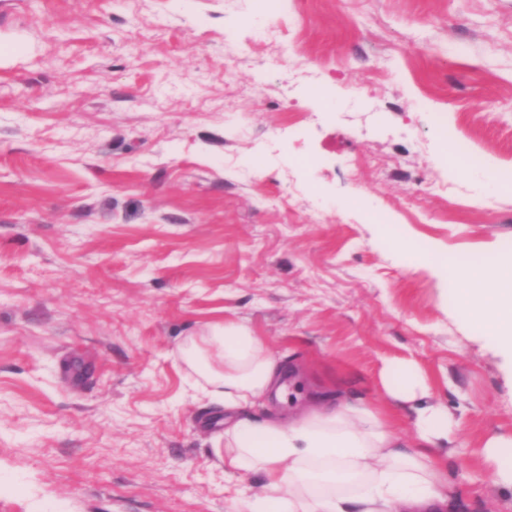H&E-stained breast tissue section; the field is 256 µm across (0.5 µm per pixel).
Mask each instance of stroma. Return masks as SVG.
I'll use <instances>...</instances> for the list:
<instances>
[{
  "instance_id": "obj_1",
  "label": "stroma",
  "mask_w": 512,
  "mask_h": 512,
  "mask_svg": "<svg viewBox=\"0 0 512 512\" xmlns=\"http://www.w3.org/2000/svg\"><path fill=\"white\" fill-rule=\"evenodd\" d=\"M0 0V512H235L224 408L180 342L249 327L288 417L395 403L413 360L458 423L455 512H512L483 454L512 366L372 215L512 258V0Z\"/></svg>"
}]
</instances>
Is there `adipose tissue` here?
<instances>
[{
	"mask_svg": "<svg viewBox=\"0 0 512 512\" xmlns=\"http://www.w3.org/2000/svg\"><path fill=\"white\" fill-rule=\"evenodd\" d=\"M380 235L421 257L440 281H452L453 308L474 333L512 361V280L497 262H462L396 224ZM197 387L235 420L224 431V473H261L266 494L237 512H452L446 449L455 441L447 410L428 403L418 365L390 361L381 373L387 395L412 411L413 433L400 439L392 418L365 404L324 397L293 418L253 414L267 394H282V367L245 326L228 323L187 337L182 348Z\"/></svg>",
	"mask_w": 512,
	"mask_h": 512,
	"instance_id": "adipose-tissue-1",
	"label": "adipose tissue"
}]
</instances>
